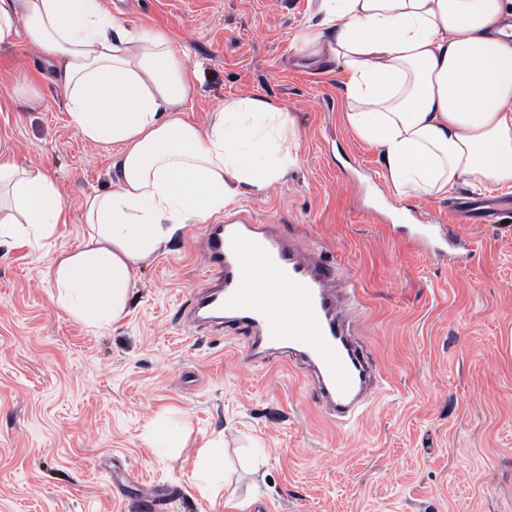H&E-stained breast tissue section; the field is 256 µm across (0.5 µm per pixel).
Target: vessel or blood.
<instances>
[{
    "label": "vessel or blood",
    "mask_w": 512,
    "mask_h": 512,
    "mask_svg": "<svg viewBox=\"0 0 512 512\" xmlns=\"http://www.w3.org/2000/svg\"><path fill=\"white\" fill-rule=\"evenodd\" d=\"M409 239L438 256L470 255L454 224H417ZM203 255L219 279L196 291L190 319L209 323L219 334L243 331L258 362L288 360L306 369L316 382L318 404L342 423L356 420L375 395L379 375L363 346L348 336L341 313L357 303L356 293L339 292L326 264L264 224L210 225Z\"/></svg>",
    "instance_id": "obj_1"
}]
</instances>
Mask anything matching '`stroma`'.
<instances>
[{
  "label": "stroma",
  "mask_w": 512,
  "mask_h": 512,
  "mask_svg": "<svg viewBox=\"0 0 512 512\" xmlns=\"http://www.w3.org/2000/svg\"><path fill=\"white\" fill-rule=\"evenodd\" d=\"M127 24L168 34L195 71L185 117L205 125L248 92L290 112L297 165L236 206L334 267L361 304L347 326L382 387L345 425L298 366L247 359L244 340L191 325L212 274L205 227L185 224L145 260L126 314L86 326L57 306L44 272L87 231L86 197L111 191L112 154L71 125L63 88L26 41L0 46V155L57 183L66 221L40 246L0 248V512H512V221L464 224L473 252L453 265L395 232V211L448 221L475 194L398 201L380 156L343 119L335 60H309L298 34L317 0H102ZM489 199V192L476 194ZM178 437L150 446L156 425ZM223 438L230 482L203 494L197 451Z\"/></svg>",
  "instance_id": "1"
}]
</instances>
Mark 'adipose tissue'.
Masks as SVG:
<instances>
[{"instance_id":"1","label":"adipose tissue","mask_w":512,"mask_h":512,"mask_svg":"<svg viewBox=\"0 0 512 512\" xmlns=\"http://www.w3.org/2000/svg\"><path fill=\"white\" fill-rule=\"evenodd\" d=\"M317 12L302 48L340 64L345 121L378 150L396 199L512 188V0H318ZM21 31L62 72L82 138L116 149L111 192L85 202L80 248L47 269L57 305L101 328L122 317L140 263L179 225L208 223L286 177L298 163L293 120L278 101L248 94L206 126L186 122L194 74L179 49L101 0H0V45ZM63 210L48 175L0 157V246L50 239ZM223 465V448L206 441L203 492L220 493Z\"/></svg>"}]
</instances>
